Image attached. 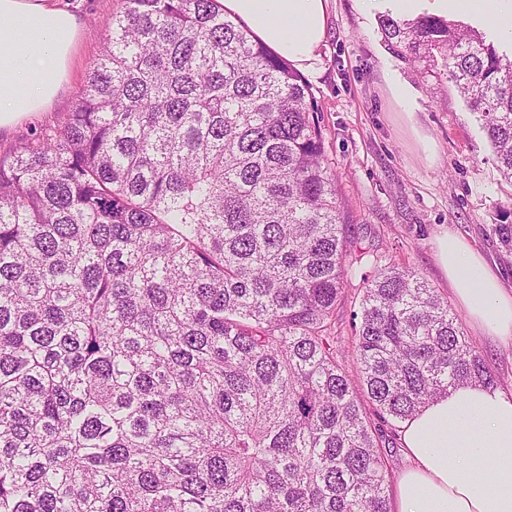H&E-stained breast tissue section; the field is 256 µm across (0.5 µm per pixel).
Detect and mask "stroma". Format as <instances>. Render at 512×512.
<instances>
[{
  "label": "stroma",
  "instance_id": "35a3bbf8",
  "mask_svg": "<svg viewBox=\"0 0 512 512\" xmlns=\"http://www.w3.org/2000/svg\"><path fill=\"white\" fill-rule=\"evenodd\" d=\"M68 3L83 22L69 84L51 109L0 132L2 154L32 130L64 122L98 62L104 23L121 7V0ZM378 16L361 11L356 0H331L320 63L305 75L337 178L338 205L352 236L371 250L344 283L336 333L345 349L353 348V314L364 278L381 266L398 265L447 301L499 390L512 395V343L484 336L470 323L435 257L437 237L454 233L479 250L512 289V243L502 238L512 227V182L501 175L481 122L442 54L430 63L408 61L389 49ZM391 75L409 86L408 106L393 98Z\"/></svg>",
  "mask_w": 512,
  "mask_h": 512
}]
</instances>
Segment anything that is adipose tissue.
Wrapping results in <instances>:
<instances>
[{
    "label": "adipose tissue",
    "instance_id": "obj_1",
    "mask_svg": "<svg viewBox=\"0 0 512 512\" xmlns=\"http://www.w3.org/2000/svg\"><path fill=\"white\" fill-rule=\"evenodd\" d=\"M294 68L313 71L330 0H219ZM434 14H480L512 40V0H432ZM82 24L60 0H0V130L49 109L69 83ZM38 39L24 43L25 32ZM440 267L471 323L512 342V291L485 257L447 233ZM409 467L393 488L396 512H512V396L465 385L425 406L402 429Z\"/></svg>",
    "mask_w": 512,
    "mask_h": 512
}]
</instances>
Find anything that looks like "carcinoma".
<instances>
[{
	"label": "carcinoma",
	"instance_id": "carcinoma-1",
	"mask_svg": "<svg viewBox=\"0 0 512 512\" xmlns=\"http://www.w3.org/2000/svg\"><path fill=\"white\" fill-rule=\"evenodd\" d=\"M445 67L512 181V61L379 16ZM63 125L0 155V512H392L404 422L497 386L434 289L365 282L309 84L218 0H123Z\"/></svg>",
	"mask_w": 512,
	"mask_h": 512
}]
</instances>
